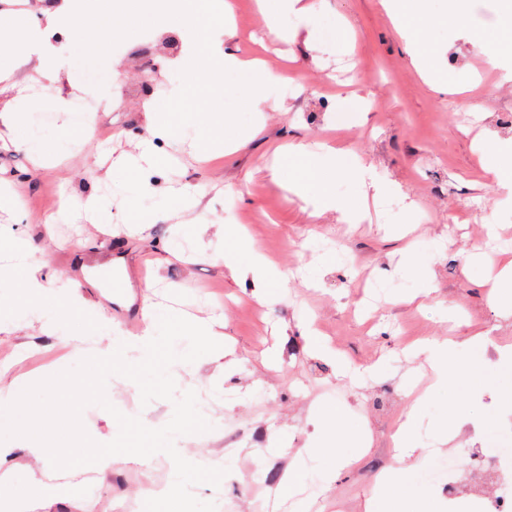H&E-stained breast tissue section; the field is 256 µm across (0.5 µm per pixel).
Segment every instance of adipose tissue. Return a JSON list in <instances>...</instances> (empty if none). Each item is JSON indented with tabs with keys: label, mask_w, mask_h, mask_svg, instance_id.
Segmentation results:
<instances>
[{
	"label": "adipose tissue",
	"mask_w": 512,
	"mask_h": 512,
	"mask_svg": "<svg viewBox=\"0 0 512 512\" xmlns=\"http://www.w3.org/2000/svg\"><path fill=\"white\" fill-rule=\"evenodd\" d=\"M405 31L407 44L419 55L429 53L427 31L434 19L424 11L420 0H398L395 7ZM84 14L77 0H67L57 9H46L45 26L37 28L28 25L12 11L0 10V53L6 54L7 62L0 63V126L19 130L24 126L23 116L33 109L34 102L25 92L24 79L36 74L48 81L54 88L50 98L52 107L59 112L70 111L71 90L74 86V68L64 64L58 49L50 44L48 33L57 28L75 30L86 26ZM482 161L485 169L494 174L497 185L504 190V205L512 206V142H488L482 147ZM288 184L294 194L312 196L315 207L310 219L321 218L333 212L344 224L363 221L364 214L355 202L337 198L332 190L335 175L345 174L355 178L362 186L371 188L375 194L392 193L390 184L375 179L370 165L346 151L332 146L323 147L321 153H313L301 143L288 146ZM224 246L219 256L225 272L236 281L250 286L257 301L271 298L273 284H285L284 273L263 254L247 231L238 224L222 227ZM12 262L0 265V282L14 279L17 273H24L22 286L29 299L39 300L47 286L43 265L30 262L32 247L23 235H12L7 241ZM459 345L448 339H426L415 348L428 363L434 382L432 387L419 389L417 379H410L408 390L416 391V398L410 403L404 418L399 422L393 435L394 446L400 459L426 460V446L414 434L419 421L422 405L431 398L434 390L450 386H469L479 377L478 362L460 357ZM319 417L323 423V434L308 452V467H294L282 494L292 502L293 512H309L307 500L297 498L296 486L305 479H312L316 491L327 489L336 479L337 473L356 461L357 449L366 447L367 434L348 431L339 432L337 424L342 417L340 407H324ZM28 453L38 463V470L29 471L30 494L40 496L52 504L67 498L69 486L65 483H46L41 473L50 470L55 457L52 448L31 442Z\"/></svg>",
	"instance_id": "1"
}]
</instances>
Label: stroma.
<instances>
[{
    "instance_id": "obj_1",
    "label": "stroma",
    "mask_w": 512,
    "mask_h": 512,
    "mask_svg": "<svg viewBox=\"0 0 512 512\" xmlns=\"http://www.w3.org/2000/svg\"><path fill=\"white\" fill-rule=\"evenodd\" d=\"M308 13L279 18L282 39L265 34L253 0H233L234 24L213 35L215 52L266 61L281 79L259 105L251 107V138L227 156L202 159L197 134L158 142L173 157L170 168L148 177L162 192L172 184H190L205 192L202 204L209 223L248 224L262 251L287 273L285 288L269 302L258 303L250 289L225 276L215 252L224 241L215 234L187 237L184 259L167 252L171 221L136 233L127 224L125 194L110 168L114 158L134 151L144 133L145 99L165 100L170 82L159 71H147L140 50L154 59L176 60L188 33L154 28L119 43L110 53L126 75L119 97L97 113L93 138L82 135L83 115L42 105L27 112L23 135L38 139L56 165H38L25 147L0 150V179L21 197L14 211H0V233L23 234L32 244L31 262L46 264L55 280L48 297L73 296L77 306L55 330H46L43 305H29L22 289L0 285V320L20 308L28 316L19 328L0 333V387H27L75 366L66 339L97 341L100 331L120 334L129 310L143 311L145 278H158L156 300L169 299L198 317H219L224 339L246 358L244 368L223 369L204 356L195 361L196 380L182 378L178 392L206 394V420L222 418L247 430L237 448L225 451L222 434L207 431L178 438L179 453L207 465L223 460L227 470L219 485H193V495L214 503L216 512H287L279 496L281 479L323 431L315 409L332 402L345 415L341 428H359L371 443L358 461L341 470L328 490L342 512H366L377 479L398 467L392 433L404 416L406 373L425 368L423 356L411 355L419 339L465 342L481 333L486 346L467 348L482 364L480 388L456 387L436 392L420 414L423 442H433L444 416L461 413L465 422L449 438V451H485L489 433L512 432V368L501 358L512 349V317L499 313L489 286L480 282L474 254L488 257L512 250V209L494 177L486 173L475 140L512 141V67L494 44L506 22L498 0H468V23L481 30L474 44L442 19L448 0H424L440 23L428 34L430 67L439 81L462 88L456 96L439 91L422 76L418 58L392 22L384 0H315ZM314 31L307 43L303 32ZM361 97L371 109L356 122L336 111L337 97ZM292 141L331 142L371 164L377 180L395 191L381 199L365 196L362 187L342 175L334 183L337 197L364 203L368 218L357 225L339 223L335 214L308 220L313 199L296 196L274 167L287 163L281 146ZM104 194L112 200V221L90 223L73 213L46 228L43 219L63 199L81 200ZM413 227L412 239H439L431 262L435 292L413 303L403 302L415 277L403 261L404 241L392 237L395 225ZM308 267L320 277L310 287L298 276ZM312 318L322 339L365 369L385 362L382 373L364 386L338 380L334 365L311 348L300 316ZM275 362H264L267 351ZM110 402L122 413L159 428L174 411L171 401L142 404L133 381L109 379ZM172 461L157 453L148 458L113 456L105 475L83 468L93 480V498L81 496L45 505L34 501L25 512H113L120 497L143 506L142 491L168 479ZM271 468L277 480L256 491L252 478ZM453 493L406 478L400 492L409 512H420L430 499L450 512L483 509L495 484L483 472L462 466Z\"/></svg>"
}]
</instances>
